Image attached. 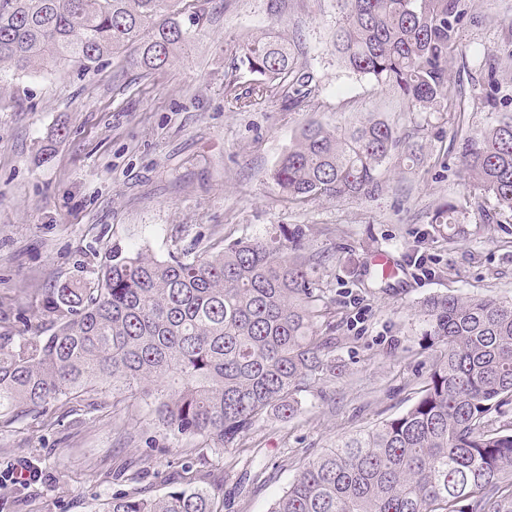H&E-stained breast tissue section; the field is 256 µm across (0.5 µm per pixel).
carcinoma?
<instances>
[{
    "mask_svg": "<svg viewBox=\"0 0 512 512\" xmlns=\"http://www.w3.org/2000/svg\"><path fill=\"white\" fill-rule=\"evenodd\" d=\"M181 0H0V64L25 70L46 55L86 71L132 48L162 71L194 31ZM333 47L422 114L453 95L448 56L465 0H336ZM240 62L251 93L226 86L238 110L288 82L290 43L246 34ZM415 161L407 136L374 115L349 127H302L271 174L282 199L370 198L394 156ZM460 167L473 190L512 212V116L463 139ZM457 207L433 211L432 231L460 233ZM299 228L273 224L218 251L155 257L112 245L88 281L36 289L19 320L0 314V418L48 416L106 388L149 407L165 434L199 448L239 444L270 411L301 410L299 394L328 364L330 326L318 270ZM423 335L442 345L417 400L308 462L270 512H512V422L488 415L512 398V301L428 298ZM216 491L177 485L160 497L116 493L106 512H223Z\"/></svg>",
    "mask_w": 512,
    "mask_h": 512,
    "instance_id": "obj_1",
    "label": "carcinoma"
}]
</instances>
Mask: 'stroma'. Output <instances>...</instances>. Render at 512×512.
Returning a JSON list of instances; mask_svg holds the SVG:
<instances>
[{
	"label": "stroma",
	"instance_id": "1",
	"mask_svg": "<svg viewBox=\"0 0 512 512\" xmlns=\"http://www.w3.org/2000/svg\"><path fill=\"white\" fill-rule=\"evenodd\" d=\"M181 24L206 22L161 73L133 50L77 71L50 57L28 72L0 68V311L33 288L91 277L112 244L152 255L233 241L270 225L302 228L324 256L334 367L302 392L291 420L265 414L234 448L187 451L143 407L0 423V512H104L132 486L157 497L206 468L224 512H268L300 468L338 438L403 413L439 355L418 311L435 295L512 300V214L495 212L459 172L465 131L512 115V0H468L448 60L456 88L421 125L393 92L345 67L331 46L336 0H181ZM274 31L294 45L310 107L282 97L239 111L224 87L249 91L243 34ZM387 119L421 148L391 160L372 199L284 202L270 173L308 122ZM457 206L462 231L433 237L429 216ZM397 277L373 282V253Z\"/></svg>",
	"mask_w": 512,
	"mask_h": 512
}]
</instances>
